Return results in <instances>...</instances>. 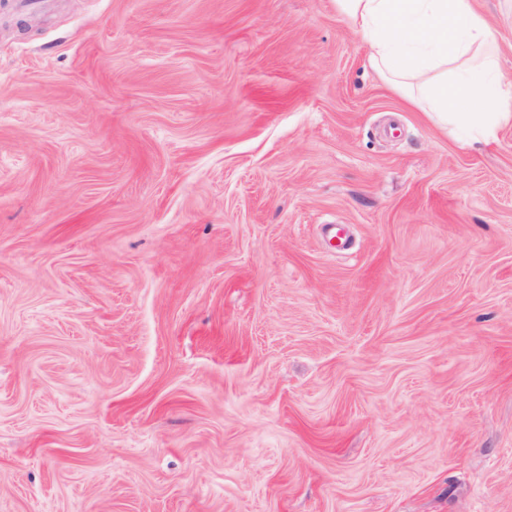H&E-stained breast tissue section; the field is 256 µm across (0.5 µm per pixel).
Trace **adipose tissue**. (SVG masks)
<instances>
[{
	"label": "adipose tissue",
	"mask_w": 512,
	"mask_h": 512,
	"mask_svg": "<svg viewBox=\"0 0 512 512\" xmlns=\"http://www.w3.org/2000/svg\"><path fill=\"white\" fill-rule=\"evenodd\" d=\"M373 65L437 119L492 139L512 122L494 34L475 0H335Z\"/></svg>",
	"instance_id": "adipose-tissue-1"
}]
</instances>
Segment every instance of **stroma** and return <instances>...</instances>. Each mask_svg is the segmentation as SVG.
I'll return each mask as SVG.
<instances>
[{
  "label": "stroma",
  "instance_id": "stroma-1",
  "mask_svg": "<svg viewBox=\"0 0 512 512\" xmlns=\"http://www.w3.org/2000/svg\"><path fill=\"white\" fill-rule=\"evenodd\" d=\"M368 54L334 0H0V512H512V124Z\"/></svg>",
  "mask_w": 512,
  "mask_h": 512
}]
</instances>
